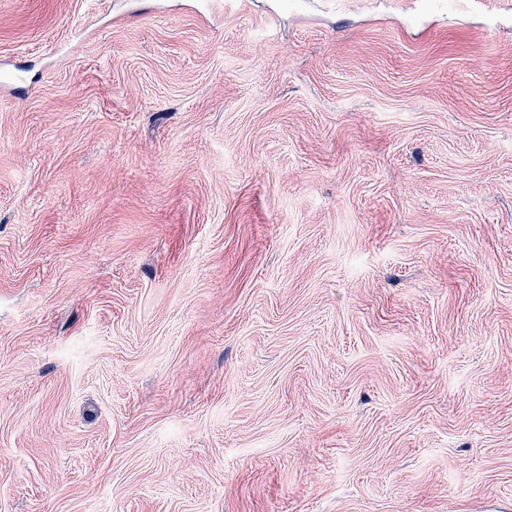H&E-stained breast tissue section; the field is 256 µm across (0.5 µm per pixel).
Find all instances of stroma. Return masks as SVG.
I'll list each match as a JSON object with an SVG mask.
<instances>
[{
	"label": "stroma",
	"instance_id": "35a3bbf8",
	"mask_svg": "<svg viewBox=\"0 0 512 512\" xmlns=\"http://www.w3.org/2000/svg\"><path fill=\"white\" fill-rule=\"evenodd\" d=\"M0 512H512V0H0Z\"/></svg>",
	"mask_w": 512,
	"mask_h": 512
}]
</instances>
